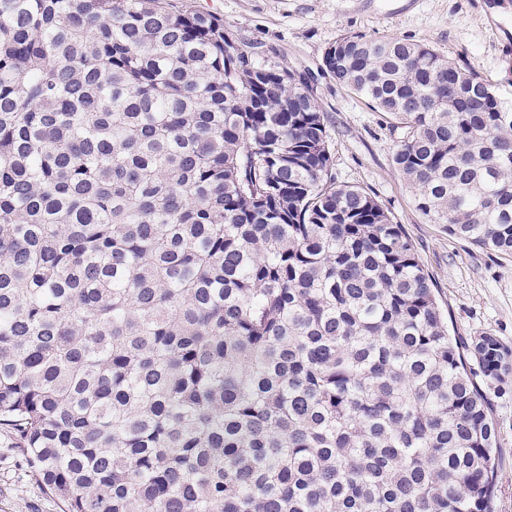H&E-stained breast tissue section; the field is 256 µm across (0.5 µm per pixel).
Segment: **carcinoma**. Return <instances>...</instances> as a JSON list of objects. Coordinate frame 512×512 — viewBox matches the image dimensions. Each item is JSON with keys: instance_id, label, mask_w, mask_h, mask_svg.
I'll return each mask as SVG.
<instances>
[{"instance_id": "obj_1", "label": "carcinoma", "mask_w": 512, "mask_h": 512, "mask_svg": "<svg viewBox=\"0 0 512 512\" xmlns=\"http://www.w3.org/2000/svg\"><path fill=\"white\" fill-rule=\"evenodd\" d=\"M177 0H0V434L61 512H494L491 334L339 184L306 76ZM448 235L512 254V109L343 36ZM474 357L473 369L465 353Z\"/></svg>"}]
</instances>
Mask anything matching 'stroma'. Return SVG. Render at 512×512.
I'll use <instances>...</instances> for the list:
<instances>
[{"label": "stroma", "mask_w": 512, "mask_h": 512, "mask_svg": "<svg viewBox=\"0 0 512 512\" xmlns=\"http://www.w3.org/2000/svg\"><path fill=\"white\" fill-rule=\"evenodd\" d=\"M223 20L261 58L313 76L336 180L363 187L391 213L432 277L448 324L463 340L489 333L512 347V254L483 249L429 223L392 162L397 121L324 76L327 47L344 35L406 39L476 68L512 107V76L497 62L495 22L512 37V0H186ZM500 433L495 512H512V373L487 387ZM0 512H60L22 455L0 447Z\"/></svg>", "instance_id": "1"}]
</instances>
